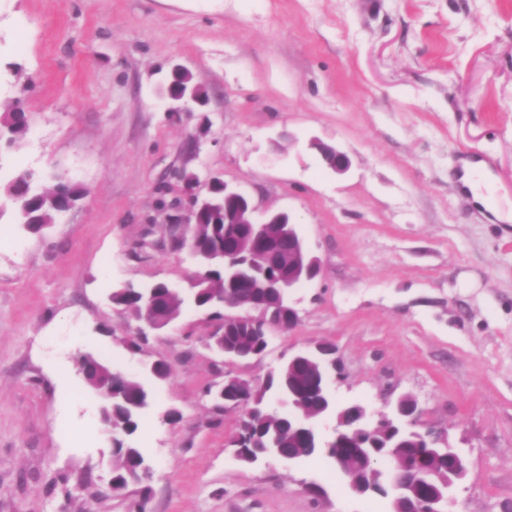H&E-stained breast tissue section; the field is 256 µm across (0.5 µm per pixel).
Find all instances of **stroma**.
I'll use <instances>...</instances> for the list:
<instances>
[{"label":"stroma","instance_id":"35a3bbf8","mask_svg":"<svg viewBox=\"0 0 512 512\" xmlns=\"http://www.w3.org/2000/svg\"><path fill=\"white\" fill-rule=\"evenodd\" d=\"M180 65L206 111H165ZM0 188L64 174L86 196L40 232L0 212V512H391L349 492L324 458L246 465L242 412L205 394L224 376L263 383L297 351L336 347L339 402L369 414L414 397L467 457L456 512H512V0H0ZM208 132L195 154L186 142ZM348 155L327 170L317 143ZM488 165L489 204L462 191L461 159ZM210 170L259 209H285L320 258L295 289L299 321L263 356L229 362L194 308L138 353V322L111 301L131 283L186 287L170 248L135 256L163 225L154 188ZM90 352L135 375L150 405L127 443L149 495L110 486L118 460L99 396L74 367ZM168 362L165 379L149 366ZM3 131L8 132L12 139L23 136L27 130V119L25 112L21 109H16L13 112L4 113L0 115V133Z\"/></svg>","mask_w":512,"mask_h":512}]
</instances>
